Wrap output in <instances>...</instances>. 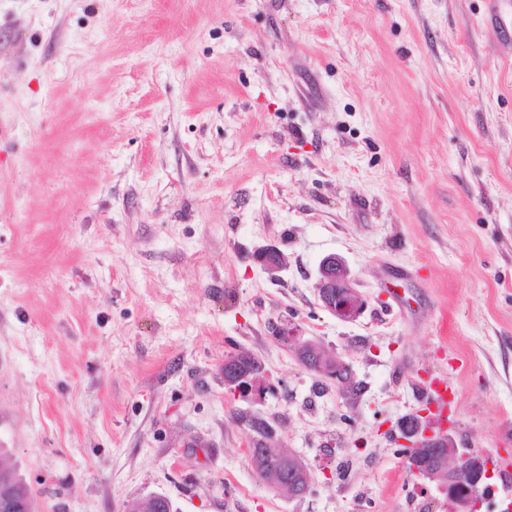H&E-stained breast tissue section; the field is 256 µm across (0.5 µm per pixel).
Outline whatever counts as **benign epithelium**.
I'll list each match as a JSON object with an SVG mask.
<instances>
[{"label":"benign epithelium","mask_w":512,"mask_h":512,"mask_svg":"<svg viewBox=\"0 0 512 512\" xmlns=\"http://www.w3.org/2000/svg\"><path fill=\"white\" fill-rule=\"evenodd\" d=\"M258 260L272 275L281 267L280 255L274 249L261 251ZM318 299L324 309L344 321L357 318L365 307V301L351 286L345 263L334 254L326 256L320 264ZM263 372L261 365L247 368L224 362L225 383L242 395L260 388ZM428 418L427 410L422 409L408 417L411 425H398L399 439L412 451L411 470L417 477L429 479V456H435L440 468L448 471V481L438 484L437 489L448 497L452 512H473L474 501L485 489L483 480L488 478L490 460L472 451L461 453L450 434L433 436L427 430ZM0 512H29L28 504L14 493L7 471H0Z\"/></svg>","instance_id":"benign-epithelium-1"}]
</instances>
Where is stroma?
<instances>
[{
	"label": "stroma",
	"instance_id": "stroma-1",
	"mask_svg": "<svg viewBox=\"0 0 512 512\" xmlns=\"http://www.w3.org/2000/svg\"><path fill=\"white\" fill-rule=\"evenodd\" d=\"M487 11L0 0V466L36 512H449L397 439L440 374L457 447L512 463V41ZM330 254L356 320L318 299ZM240 351L261 393L225 385ZM255 419L308 494L252 471ZM308 350V361L304 367L311 373L323 378H329L325 373H331L332 375H330V377L337 382L346 381L351 377L348 365L344 364L342 361L334 362L325 359L321 350L315 344L313 349Z\"/></svg>",
	"mask_w": 512,
	"mask_h": 512
}]
</instances>
